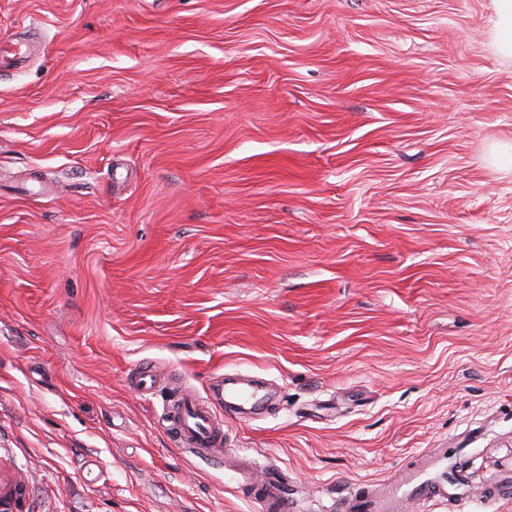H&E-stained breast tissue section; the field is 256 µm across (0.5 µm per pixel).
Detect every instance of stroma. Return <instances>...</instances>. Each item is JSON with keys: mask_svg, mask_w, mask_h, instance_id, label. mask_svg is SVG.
Instances as JSON below:
<instances>
[{"mask_svg": "<svg viewBox=\"0 0 512 512\" xmlns=\"http://www.w3.org/2000/svg\"><path fill=\"white\" fill-rule=\"evenodd\" d=\"M493 0H0V481L25 512H294L426 448L512 463V60ZM149 367L153 393L133 382ZM167 428L186 451L223 462L224 417L215 413L201 397L181 392L163 410ZM237 483L247 487L248 497L261 512H289L292 510L285 479L278 471L266 474L257 481L251 477V461L240 456Z\"/></svg>", "mask_w": 512, "mask_h": 512, "instance_id": "stroma-1", "label": "stroma"}]
</instances>
